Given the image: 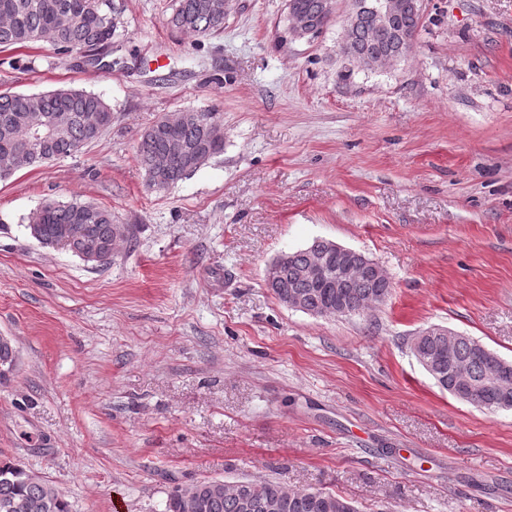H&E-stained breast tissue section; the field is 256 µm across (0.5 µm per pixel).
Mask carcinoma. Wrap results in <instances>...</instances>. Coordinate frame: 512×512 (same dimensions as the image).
I'll use <instances>...</instances> for the list:
<instances>
[{"instance_id":"carcinoma-1","label":"carcinoma","mask_w":512,"mask_h":512,"mask_svg":"<svg viewBox=\"0 0 512 512\" xmlns=\"http://www.w3.org/2000/svg\"><path fill=\"white\" fill-rule=\"evenodd\" d=\"M112 0H0V49L24 47L47 40L65 52L78 53L112 46L117 27ZM168 24L180 32L201 36L224 29L221 0H174ZM420 21L411 12L396 16L389 31L379 33L365 15L349 32L348 46L341 49L352 68L370 65L372 58L395 46V40L416 35ZM112 126V108L99 95L84 89L15 94L0 93V180L15 173L68 157L96 142ZM178 142L187 149L184 161L164 166L161 158L172 155ZM224 152V118L220 112L182 110L165 115L145 130L136 146V160L147 186L165 191L188 178ZM40 225L36 240L47 246L59 230L79 225V237L67 250L79 257L84 246L95 243L114 255L115 217L93 201L48 200L28 217ZM307 250L294 252L284 287L273 289L279 302L296 292L305 298L308 313L329 316L336 289L313 288L301 276L308 265ZM347 302L354 314H364L383 304L386 284L371 279L360 268L352 270ZM420 350L435 365L429 374L438 385L459 400L487 410L512 409V360L499 356L474 338L459 334L448 351L441 336L422 338ZM504 364L503 373L491 377V364ZM465 374L469 389L454 385L455 370ZM249 494L229 482L208 479L176 488L168 497L165 512H355L343 497L320 490L300 494L273 481H246ZM0 512H70L55 485L38 473L0 462Z\"/></svg>"}]
</instances>
